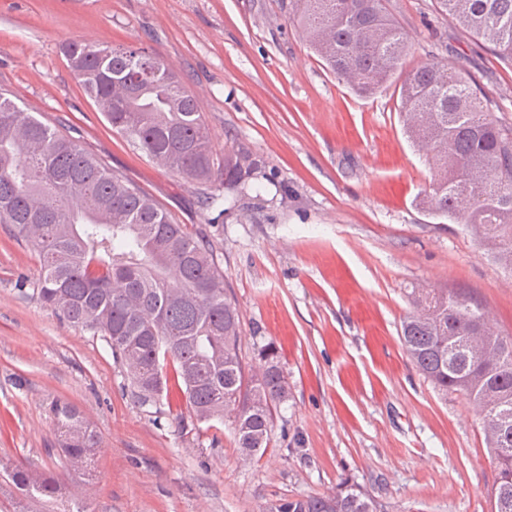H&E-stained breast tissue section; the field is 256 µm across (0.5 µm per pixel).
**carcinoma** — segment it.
Masks as SVG:
<instances>
[{"label":"carcinoma","mask_w":512,"mask_h":512,"mask_svg":"<svg viewBox=\"0 0 512 512\" xmlns=\"http://www.w3.org/2000/svg\"><path fill=\"white\" fill-rule=\"evenodd\" d=\"M448 21L512 62V0H435ZM293 19L339 79L372 94L399 81L403 132L433 170L423 209L465 226L512 272V126L467 74L441 62L403 71L410 45L386 0H290ZM68 66L112 130L200 191L242 184L258 168L247 153H216L197 101L164 60L142 48L72 41ZM0 226L37 253L39 300L63 321L102 338L143 404L169 380L190 419L228 421L240 459L270 443L271 408L288 399L274 345L259 351L246 376L235 300L204 237L172 221L154 199L76 140L0 93ZM402 344L416 369L443 393L465 395L484 415L498 470L494 512H512V336L489 323L462 293L415 300ZM173 368V378L163 374ZM49 413L61 461L58 475L12 468L0 480L60 512H87L70 480L94 483L102 442L71 402ZM264 512H377L366 493L342 485L332 494L283 498Z\"/></svg>","instance_id":"carcinoma-1"}]
</instances>
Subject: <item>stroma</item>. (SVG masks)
Segmentation results:
<instances>
[{
  "label": "stroma",
  "mask_w": 512,
  "mask_h": 512,
  "mask_svg": "<svg viewBox=\"0 0 512 512\" xmlns=\"http://www.w3.org/2000/svg\"><path fill=\"white\" fill-rule=\"evenodd\" d=\"M289 0H0V89L122 172L175 223L205 234L242 326L246 370L274 344L288 379L270 445L242 462L230 423L179 428L184 398L141 404L105 341L33 292L40 264L0 226V468L59 472L47 407L93 423L103 451L88 512H263L279 498L358 486L377 512H492L498 471L479 412L407 358L412 292L472 297L512 335V277L462 225L422 209L431 180L404 136L394 83L338 80ZM411 49L463 71L512 124V66L440 15L387 0ZM84 39L163 56L195 96L217 153L262 166L235 189H198L113 132L62 53Z\"/></svg>",
  "instance_id": "35a3bbf8"
}]
</instances>
